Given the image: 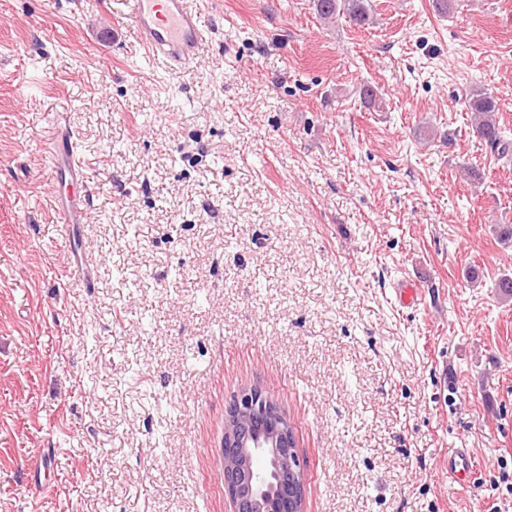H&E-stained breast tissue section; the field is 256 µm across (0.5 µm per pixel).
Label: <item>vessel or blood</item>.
Wrapping results in <instances>:
<instances>
[{
	"instance_id": "b4317fda",
	"label": "vessel or blood",
	"mask_w": 512,
	"mask_h": 512,
	"mask_svg": "<svg viewBox=\"0 0 512 512\" xmlns=\"http://www.w3.org/2000/svg\"><path fill=\"white\" fill-rule=\"evenodd\" d=\"M136 33L147 54L177 69L195 63L203 49L205 36L202 15L190 9L186 0H131ZM53 185L85 182L83 162L70 135L57 132L50 143ZM54 214L58 223L83 224L88 220L85 204L55 196ZM474 469L467 449H459L448 459V472L460 483L471 477Z\"/></svg>"
}]
</instances>
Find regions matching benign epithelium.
<instances>
[{
	"label": "benign epithelium",
	"mask_w": 512,
	"mask_h": 512,
	"mask_svg": "<svg viewBox=\"0 0 512 512\" xmlns=\"http://www.w3.org/2000/svg\"><path fill=\"white\" fill-rule=\"evenodd\" d=\"M222 479L232 512H304L307 478L292 425L258 388L226 410Z\"/></svg>",
	"instance_id": "1"
}]
</instances>
